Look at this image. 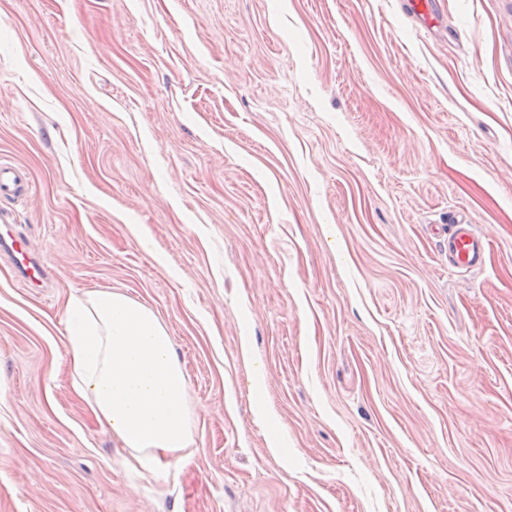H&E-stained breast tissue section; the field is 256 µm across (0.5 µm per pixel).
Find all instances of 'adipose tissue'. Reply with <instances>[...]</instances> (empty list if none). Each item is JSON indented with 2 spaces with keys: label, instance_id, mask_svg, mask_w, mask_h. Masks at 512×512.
<instances>
[{
  "label": "adipose tissue",
  "instance_id": "1",
  "mask_svg": "<svg viewBox=\"0 0 512 512\" xmlns=\"http://www.w3.org/2000/svg\"><path fill=\"white\" fill-rule=\"evenodd\" d=\"M68 330L72 387L142 468L169 463L193 439L189 384L163 322L115 291L86 294Z\"/></svg>",
  "mask_w": 512,
  "mask_h": 512
}]
</instances>
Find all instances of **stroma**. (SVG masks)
<instances>
[{
	"label": "stroma",
	"instance_id": "35a3bbf8",
	"mask_svg": "<svg viewBox=\"0 0 512 512\" xmlns=\"http://www.w3.org/2000/svg\"><path fill=\"white\" fill-rule=\"evenodd\" d=\"M440 6L0 0V161L51 271L0 259V512H512V0ZM90 291L189 381L157 472L72 388ZM32 190L31 176L25 167L0 163V199H19ZM488 240L457 215L448 216V260L457 268L479 269L485 263Z\"/></svg>",
	"mask_w": 512,
	"mask_h": 512
}]
</instances>
